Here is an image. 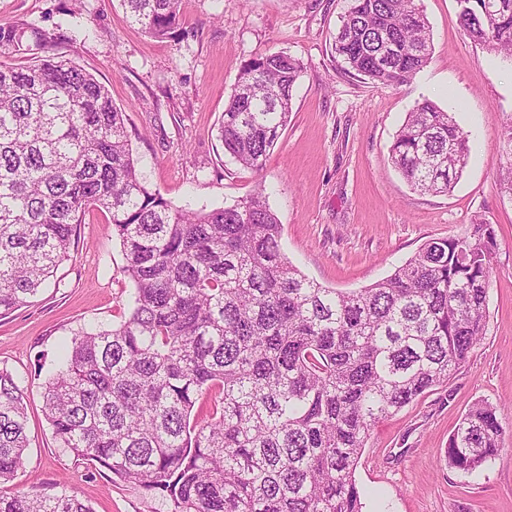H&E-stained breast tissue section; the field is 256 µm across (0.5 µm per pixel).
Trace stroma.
<instances>
[{
	"label": "stroma",
	"mask_w": 512,
	"mask_h": 512,
	"mask_svg": "<svg viewBox=\"0 0 512 512\" xmlns=\"http://www.w3.org/2000/svg\"><path fill=\"white\" fill-rule=\"evenodd\" d=\"M349 0H184V40H156L126 19L119 0H0V24L76 20L59 55L91 72L126 117L150 188L192 210L236 204L264 190L282 224L280 247L308 277L339 290L388 276L432 238L474 218L494 224L497 249L486 331L447 383L371 431L355 472L362 512H512V201L500 183L503 122L512 115V62L474 42L456 0H421L432 34L427 65L384 87L347 74L333 41ZM269 51L301 59L287 126L261 172L225 154L222 115L243 64ZM428 99L470 134V157L451 192L413 189L389 160L407 112ZM106 216L87 213L71 258L30 303L0 317V366L25 392L30 446L13 482L65 487L93 512H167L166 501L113 482L55 441L42 411L61 343L128 315L132 287ZM509 424L502 449L472 471L449 467L448 438L476 401Z\"/></svg>",
	"instance_id": "obj_1"
}]
</instances>
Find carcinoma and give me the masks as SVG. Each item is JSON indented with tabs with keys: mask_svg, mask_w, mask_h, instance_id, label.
<instances>
[{
	"mask_svg": "<svg viewBox=\"0 0 512 512\" xmlns=\"http://www.w3.org/2000/svg\"><path fill=\"white\" fill-rule=\"evenodd\" d=\"M146 35L172 38L183 0H121ZM463 30L512 59V0H458ZM76 41L19 20L0 24V315L29 303L70 250L91 207L110 214L132 286L129 314L71 338L44 384L59 446L139 486L168 512H361L355 471L369 431L468 359L484 335L497 234L476 218L426 241L387 277L328 288L284 256L263 191L192 211L151 190L106 86L48 53ZM432 51L420 0H350L335 36L345 72L397 87ZM305 65L282 51L245 63L219 121L225 153L264 169ZM469 134L424 101L389 159L415 189L447 193ZM213 400L198 420L195 406ZM23 391L0 367V485L29 442ZM498 406L475 402L448 439V465L500 450ZM0 512H92L62 490L0 496Z\"/></svg>",
	"mask_w": 512,
	"mask_h": 512,
	"instance_id": "obj_1",
	"label": "carcinoma"
}]
</instances>
